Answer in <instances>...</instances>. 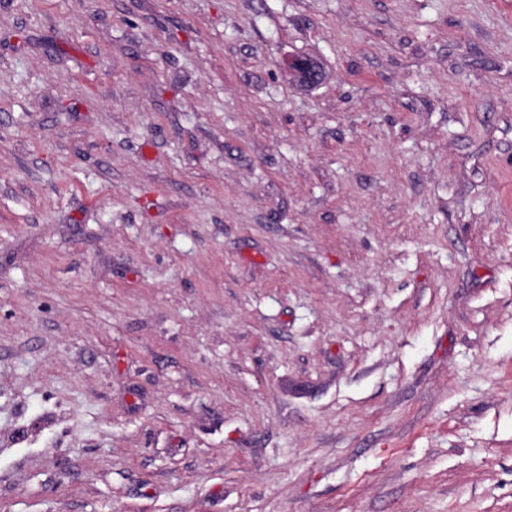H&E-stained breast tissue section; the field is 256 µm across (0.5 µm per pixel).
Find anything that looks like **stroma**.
I'll list each match as a JSON object with an SVG mask.
<instances>
[{"label": "stroma", "mask_w": 512, "mask_h": 512, "mask_svg": "<svg viewBox=\"0 0 512 512\" xmlns=\"http://www.w3.org/2000/svg\"><path fill=\"white\" fill-rule=\"evenodd\" d=\"M0 512H512V0H0Z\"/></svg>", "instance_id": "obj_1"}]
</instances>
